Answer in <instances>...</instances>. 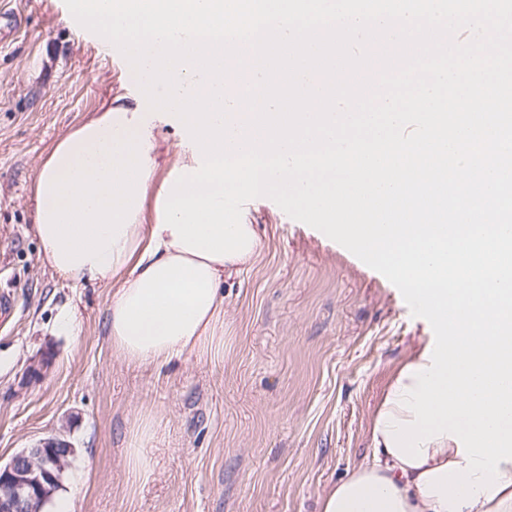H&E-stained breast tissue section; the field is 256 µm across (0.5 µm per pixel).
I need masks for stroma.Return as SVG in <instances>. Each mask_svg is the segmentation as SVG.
Returning a JSON list of instances; mask_svg holds the SVG:
<instances>
[{
  "mask_svg": "<svg viewBox=\"0 0 512 512\" xmlns=\"http://www.w3.org/2000/svg\"><path fill=\"white\" fill-rule=\"evenodd\" d=\"M0 460L65 434L77 449L57 498L75 512H318L368 459L394 371L435 343L400 291L273 200L244 216L264 242L224 284V355L157 368L112 353L108 291L61 280L40 258L30 195L42 158L109 97L140 94L123 54L97 44L64 0H0ZM75 309L77 335L59 332ZM51 357L31 378L34 358ZM148 477L126 466L132 448Z\"/></svg>",
  "mask_w": 512,
  "mask_h": 512,
  "instance_id": "35a3bbf8",
  "label": "stroma"
}]
</instances>
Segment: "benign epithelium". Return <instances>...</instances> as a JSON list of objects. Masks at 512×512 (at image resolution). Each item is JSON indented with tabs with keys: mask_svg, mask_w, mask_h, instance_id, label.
<instances>
[{
	"mask_svg": "<svg viewBox=\"0 0 512 512\" xmlns=\"http://www.w3.org/2000/svg\"><path fill=\"white\" fill-rule=\"evenodd\" d=\"M75 453L70 442L50 437L0 463V512H44Z\"/></svg>",
	"mask_w": 512,
	"mask_h": 512,
	"instance_id": "obj_1",
	"label": "benign epithelium"
}]
</instances>
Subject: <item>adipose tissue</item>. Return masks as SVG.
I'll return each mask as SVG.
<instances>
[{"label":"adipose tissue","instance_id":"ef3b65f1","mask_svg":"<svg viewBox=\"0 0 512 512\" xmlns=\"http://www.w3.org/2000/svg\"><path fill=\"white\" fill-rule=\"evenodd\" d=\"M133 98L108 101L56 141L32 185L43 263L77 285L109 288V340L128 366L162 367L224 350V282L250 269L263 249L208 260L158 230L156 201L174 168H194L190 148L173 145L157 161L152 127L135 119ZM373 456L329 487L319 512H449L422 493V472L457 461L449 438L427 443L422 468L389 452L382 425L371 429Z\"/></svg>","mask_w":512,"mask_h":512}]
</instances>
